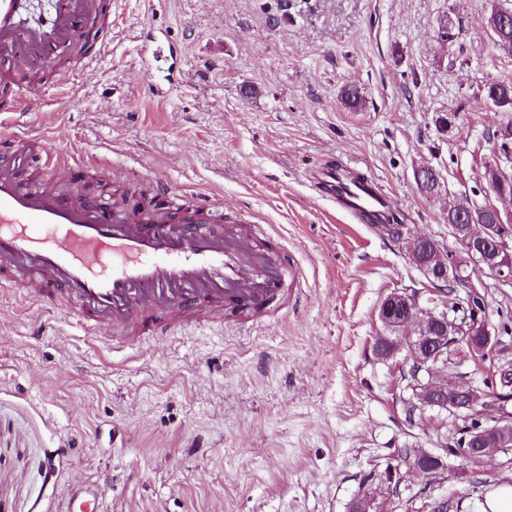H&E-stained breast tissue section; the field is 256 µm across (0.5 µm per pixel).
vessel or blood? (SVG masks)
I'll list each match as a JSON object with an SVG mask.
<instances>
[{"mask_svg":"<svg viewBox=\"0 0 512 512\" xmlns=\"http://www.w3.org/2000/svg\"><path fill=\"white\" fill-rule=\"evenodd\" d=\"M20 0H0V58L31 69L29 49L83 46L80 21L94 22L104 0H56L48 26L20 30ZM40 87L0 99V115L33 112ZM41 138L0 139V288H19L44 308L65 306L83 329L112 341L164 336L183 324H245L297 301L303 267L260 228L220 224L217 198L188 197L159 185L155 197L101 204L72 184L77 164L43 148L45 178L26 183L24 160ZM317 185L336 209L380 224L389 208L374 180L346 185L322 165Z\"/></svg>","mask_w":512,"mask_h":512,"instance_id":"vessel-or-blood-1","label":"vessel or blood"}]
</instances>
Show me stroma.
Segmentation results:
<instances>
[{
	"instance_id": "1",
	"label": "stroma",
	"mask_w": 512,
	"mask_h": 512,
	"mask_svg": "<svg viewBox=\"0 0 512 512\" xmlns=\"http://www.w3.org/2000/svg\"><path fill=\"white\" fill-rule=\"evenodd\" d=\"M512 0H119L91 75L55 52L25 131L80 161L109 193L166 184L224 200L225 223L260 224L307 270L299 303L236 325L185 326L123 347L65 307L0 289V512H61L91 486L104 512H482L512 483V450L448 456L423 476L401 448L443 453L453 416L407 418L404 352L376 351L382 300L453 304L408 259L425 236L454 257L449 204L493 199L485 177L512 134L488 86L512 80L488 19ZM455 38L446 41L444 29ZM159 39L154 76L141 48ZM357 87L362 103L345 107ZM351 161L403 226L354 224L310 183ZM439 176L431 193L419 169ZM472 284L512 336V281Z\"/></svg>"
}]
</instances>
